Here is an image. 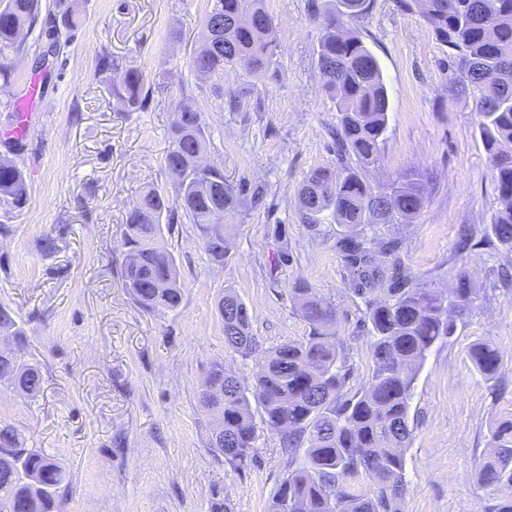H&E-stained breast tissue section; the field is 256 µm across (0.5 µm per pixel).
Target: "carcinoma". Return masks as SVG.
Instances as JSON below:
<instances>
[{
	"label": "carcinoma",
	"instance_id": "1",
	"mask_svg": "<svg viewBox=\"0 0 512 512\" xmlns=\"http://www.w3.org/2000/svg\"><path fill=\"white\" fill-rule=\"evenodd\" d=\"M372 5L311 0L309 16L321 31L315 65L338 112L331 144L336 165L309 175L299 211L300 223L313 233L328 218L341 227L334 249L351 274L350 290L364 302L369 374L356 392L347 388L348 346L339 336L336 304L299 278L288 293L308 336L269 348L252 333L246 304L224 290L217 306L224 343L253 359L257 372L248 383L215 361L200 385L199 401L215 419L208 446L224 464L242 471L258 462L255 416L276 437L284 477L267 512H403L417 373L479 301L464 271L445 292L405 269L406 225L425 205L422 176L403 173L376 186L367 178L381 158L389 120L380 62L357 28ZM413 5L449 48L448 91L472 101L501 203L490 233L512 252V0H403L404 7ZM40 7V0H0L1 76L8 74L10 56L25 50L22 32L35 27ZM203 25L212 33L191 55L200 79L222 81L229 70L263 77L274 67L278 44L264 0H210ZM98 65L115 73L112 98L128 112L137 110L141 72L104 54ZM211 145L203 113L176 105L164 158L172 190L150 187L126 212L122 280L147 313L174 311L183 302L180 261L159 245L173 211L195 226L211 262L222 265L234 253V228L224 218L238 212L241 193L223 169L201 165ZM27 196L22 168L0 160V205L19 207ZM0 340V389L37 396L43 373L22 354L26 331L3 306ZM470 357L485 379L497 378L501 355L494 345L476 343ZM489 430L492 453L480 477L511 490L489 512H512V420L493 421ZM66 481L54 457L0 422V512H59Z\"/></svg>",
	"mask_w": 512,
	"mask_h": 512
}]
</instances>
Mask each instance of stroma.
Instances as JSON below:
<instances>
[{"label":"stroma","instance_id":"stroma-1","mask_svg":"<svg viewBox=\"0 0 512 512\" xmlns=\"http://www.w3.org/2000/svg\"><path fill=\"white\" fill-rule=\"evenodd\" d=\"M307 3L265 0L277 62L265 78L225 74V93L242 99L230 112L189 65L207 0H41L29 47L0 87V158L22 167L29 187L22 208L0 206V305L24 326L44 383L34 398L0 391V421L67 468L60 512H211L218 498L231 512H266L284 474L276 438L258 428L259 463L231 469L208 447L213 423L198 397L212 361L246 379L256 371L224 345L217 312L224 289L246 303L254 335L270 347L307 335L288 290L295 279L308 281L336 303L350 387L368 374L363 303L334 250L337 226L311 234L297 212L308 175L336 162L328 148L336 106L320 89L313 59L320 31ZM70 5L78 27L44 54L47 33ZM362 35L382 64L391 105L370 178L416 171L426 181V206L407 227L406 268L440 289L467 271L482 296L418 373L403 510L486 512L501 495L478 478L489 424L512 419V279L503 278L512 255L483 238L499 206L495 182L471 100L448 95V48L418 10L374 0ZM103 53L141 71L145 100L136 111L113 100V74L97 66ZM33 81L41 86L40 124L18 140L9 131ZM181 101L204 114L209 162L245 193L262 187L263 199L244 203L235 217L236 249L220 266L195 227L175 219L163 243L180 259L184 301L148 314L123 286L120 240L139 194L169 184L164 157ZM48 236L57 242L51 253L42 249ZM283 238L290 260L278 268ZM479 341L498 348V379L474 368L469 350Z\"/></svg>","mask_w":512,"mask_h":512}]
</instances>
